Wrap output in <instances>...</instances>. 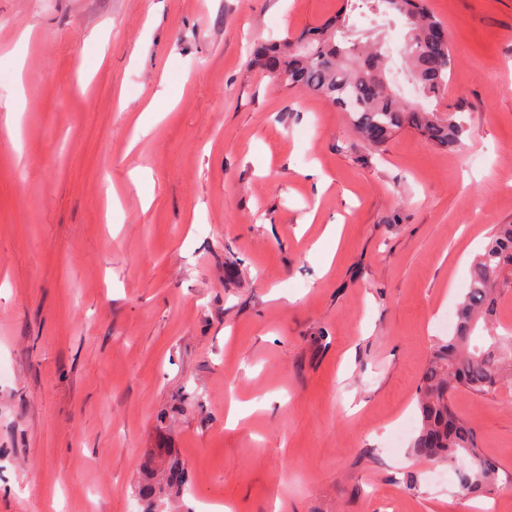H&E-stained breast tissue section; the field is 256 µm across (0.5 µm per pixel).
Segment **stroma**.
<instances>
[{"label":"stroma","instance_id":"stroma-1","mask_svg":"<svg viewBox=\"0 0 512 512\" xmlns=\"http://www.w3.org/2000/svg\"><path fill=\"white\" fill-rule=\"evenodd\" d=\"M340 6L0 0V512H140L162 448L188 482L157 512H464L411 439L470 261L512 224V0H428L463 152L372 148L253 66ZM452 402L512 473V387Z\"/></svg>","mask_w":512,"mask_h":512}]
</instances>
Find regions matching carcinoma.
<instances>
[{"label":"carcinoma","instance_id":"carcinoma-1","mask_svg":"<svg viewBox=\"0 0 512 512\" xmlns=\"http://www.w3.org/2000/svg\"><path fill=\"white\" fill-rule=\"evenodd\" d=\"M334 18L296 37L255 46L253 60L272 79L291 89L317 94L344 112L361 137L379 147L410 129L425 143L459 149L471 129L464 112L407 105L394 96L387 78L383 32L361 19L394 16L404 20L402 56L427 99H440L456 66L450 43L435 37L443 24L426 0H341ZM512 286V224H497L469 267L468 287L457 306L458 320L422 375L418 394L420 427L412 453L421 460L469 458L459 471L462 494L479 496L499 488V467L478 448L473 426L451 403L461 389L486 395L512 385V330L497 311Z\"/></svg>","mask_w":512,"mask_h":512}]
</instances>
